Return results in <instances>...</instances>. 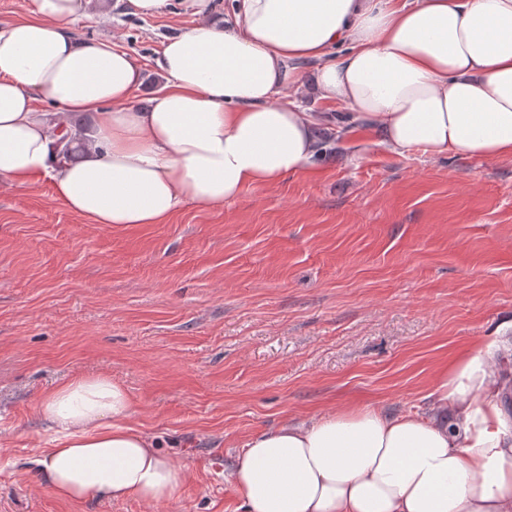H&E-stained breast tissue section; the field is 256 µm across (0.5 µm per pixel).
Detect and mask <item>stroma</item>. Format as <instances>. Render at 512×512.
<instances>
[{
	"label": "stroma",
	"mask_w": 512,
	"mask_h": 512,
	"mask_svg": "<svg viewBox=\"0 0 512 512\" xmlns=\"http://www.w3.org/2000/svg\"><path fill=\"white\" fill-rule=\"evenodd\" d=\"M178 2L139 17L112 0L71 27L137 57L144 105L193 24ZM346 152L160 224L105 227L48 181L0 184V512H244L228 474L258 433L363 406L431 415L443 365L512 334V160ZM100 374L187 465L173 499L68 502L39 472L40 399Z\"/></svg>",
	"instance_id": "1"
}]
</instances>
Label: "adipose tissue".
<instances>
[{
	"instance_id": "ef3b65f1",
	"label": "adipose tissue",
	"mask_w": 512,
	"mask_h": 512,
	"mask_svg": "<svg viewBox=\"0 0 512 512\" xmlns=\"http://www.w3.org/2000/svg\"><path fill=\"white\" fill-rule=\"evenodd\" d=\"M196 22L168 37L165 84L142 108V70L70 23L103 0H32L0 26V182L49 181L94 223L157 224L184 203L217 207L248 186L310 170L319 123L403 156H512V0H181ZM323 103L277 97L298 65ZM53 104L50 112L37 101ZM83 143L63 155L56 133ZM491 347L443 370L442 420L365 407L254 436L231 473L245 512H512V423ZM134 410L106 375L78 376L39 404L55 428L37 464L64 500L167 501L186 467L124 423Z\"/></svg>"
}]
</instances>
